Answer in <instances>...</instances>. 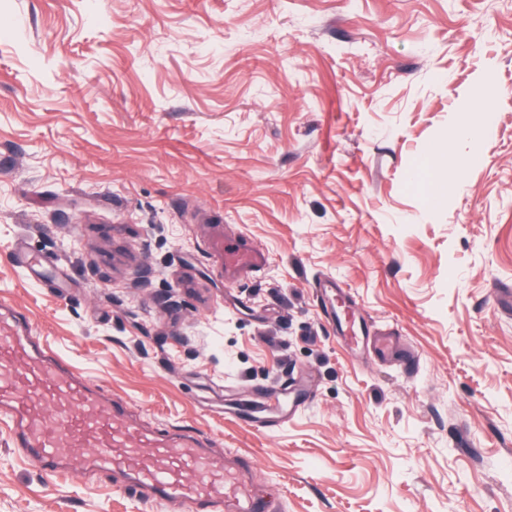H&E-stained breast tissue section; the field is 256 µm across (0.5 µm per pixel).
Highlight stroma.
I'll use <instances>...</instances> for the list:
<instances>
[{
	"instance_id": "stroma-1",
	"label": "stroma",
	"mask_w": 512,
	"mask_h": 512,
	"mask_svg": "<svg viewBox=\"0 0 512 512\" xmlns=\"http://www.w3.org/2000/svg\"><path fill=\"white\" fill-rule=\"evenodd\" d=\"M217 227L265 267L226 283ZM321 278L418 368L351 352ZM508 290L512 0H0V311L253 458L270 512H512ZM283 378L290 420L225 413ZM0 512L186 505L46 474L0 421ZM455 161L447 154L442 152L432 153L431 165L434 168L436 175L432 181V194L438 197L448 194V183L445 182L440 176V172L448 168Z\"/></svg>"
}]
</instances>
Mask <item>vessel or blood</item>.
Returning <instances> with one entry per match:
<instances>
[{
	"label": "vessel or blood",
	"instance_id": "b4317fda",
	"mask_svg": "<svg viewBox=\"0 0 512 512\" xmlns=\"http://www.w3.org/2000/svg\"><path fill=\"white\" fill-rule=\"evenodd\" d=\"M219 247L228 281L266 262L255 248L228 241ZM320 287L326 315L343 328L352 350L382 357L397 351L395 337L364 334L336 283ZM288 390L283 382L268 390L264 406L272 421H284L280 405ZM0 420L9 424L14 445L45 472H121L153 498L187 501L192 512H268L250 478V459L215 461L194 436L162 434L125 417L120 402L54 362L14 314H0Z\"/></svg>",
	"mask_w": 512,
	"mask_h": 512
}]
</instances>
